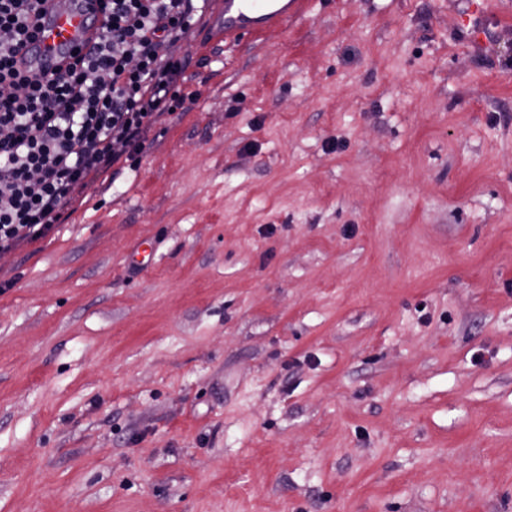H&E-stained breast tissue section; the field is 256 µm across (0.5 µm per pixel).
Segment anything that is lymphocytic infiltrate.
<instances>
[{
	"instance_id": "lymphocytic-infiltrate-1",
	"label": "lymphocytic infiltrate",
	"mask_w": 512,
	"mask_h": 512,
	"mask_svg": "<svg viewBox=\"0 0 512 512\" xmlns=\"http://www.w3.org/2000/svg\"><path fill=\"white\" fill-rule=\"evenodd\" d=\"M42 0H0V252L47 236L94 178L144 148L164 114L191 105L177 52L208 0H95L106 22L89 52L52 73L18 56Z\"/></svg>"
}]
</instances>
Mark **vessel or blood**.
I'll return each mask as SVG.
<instances>
[{
  "instance_id": "b4317fda",
  "label": "vessel or blood",
  "mask_w": 512,
  "mask_h": 512,
  "mask_svg": "<svg viewBox=\"0 0 512 512\" xmlns=\"http://www.w3.org/2000/svg\"><path fill=\"white\" fill-rule=\"evenodd\" d=\"M221 28L226 39L264 36L304 15L309 0H221ZM43 30L26 59L43 71L56 69L74 48L89 49L104 17H92L83 0H43Z\"/></svg>"
}]
</instances>
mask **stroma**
I'll return each instance as SVG.
<instances>
[{
    "instance_id": "obj_1",
    "label": "stroma",
    "mask_w": 512,
    "mask_h": 512,
    "mask_svg": "<svg viewBox=\"0 0 512 512\" xmlns=\"http://www.w3.org/2000/svg\"><path fill=\"white\" fill-rule=\"evenodd\" d=\"M218 8L0 255V512H512V0ZM221 28L225 39L264 36L304 15L308 0H222Z\"/></svg>"
}]
</instances>
